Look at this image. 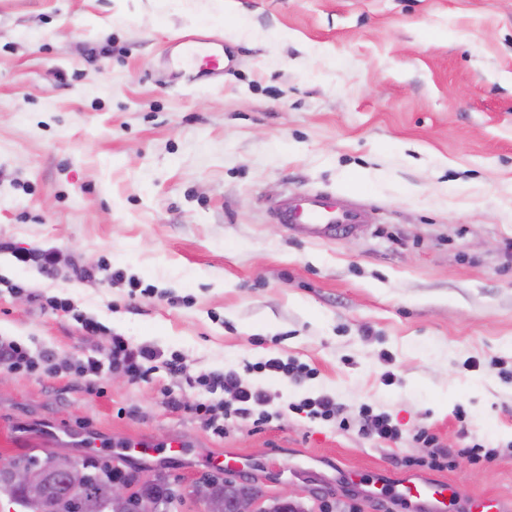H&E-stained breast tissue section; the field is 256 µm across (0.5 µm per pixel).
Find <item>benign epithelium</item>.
Wrapping results in <instances>:
<instances>
[{
    "mask_svg": "<svg viewBox=\"0 0 512 512\" xmlns=\"http://www.w3.org/2000/svg\"><path fill=\"white\" fill-rule=\"evenodd\" d=\"M152 480L139 476L129 482L112 478L105 496L91 492L90 477L76 466L70 456L60 452L46 462L20 463L10 460L0 466V497L13 505L10 512L25 505H35L39 512H162L161 501L144 496L140 488ZM171 498L190 497L204 502L209 512H295L305 509L296 494L284 490L268 504L262 494L246 491L229 502L216 493L211 474L207 473L189 484L169 483Z\"/></svg>",
    "mask_w": 512,
    "mask_h": 512,
    "instance_id": "7a95c632",
    "label": "benign epithelium"
}]
</instances>
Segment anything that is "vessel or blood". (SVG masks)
<instances>
[{
	"label": "vessel or blood",
	"instance_id": "vessel-or-blood-1",
	"mask_svg": "<svg viewBox=\"0 0 512 512\" xmlns=\"http://www.w3.org/2000/svg\"><path fill=\"white\" fill-rule=\"evenodd\" d=\"M173 68L195 73L196 77H211L224 71V56L208 37H193L177 43V51L170 58ZM279 223L312 242H331L355 232L364 220L362 208L352 206L340 209L332 196L319 191L286 194L275 206ZM401 497L433 501L439 512H445L448 497L456 488L444 483L404 482L398 489Z\"/></svg>",
	"mask_w": 512,
	"mask_h": 512
}]
</instances>
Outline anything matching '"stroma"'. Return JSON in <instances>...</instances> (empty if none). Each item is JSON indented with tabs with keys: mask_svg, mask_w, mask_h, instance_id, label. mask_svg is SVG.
<instances>
[{
	"mask_svg": "<svg viewBox=\"0 0 512 512\" xmlns=\"http://www.w3.org/2000/svg\"><path fill=\"white\" fill-rule=\"evenodd\" d=\"M195 34L223 80L167 67ZM310 189L363 206L362 230L289 233L271 208ZM46 247L52 276L12 255ZM115 335L162 352L148 379L75 371ZM0 337L58 366L0 382V462L188 480L234 452L237 479L310 512H436L374 474L512 512V0H0ZM229 370L271 400L218 435L193 408L225 395L195 379ZM322 395L347 426L299 411ZM366 407L395 440L364 434ZM473 443L495 460L458 456Z\"/></svg>",
	"mask_w": 512,
	"mask_h": 512,
	"instance_id": "obj_1",
	"label": "stroma"
}]
</instances>
